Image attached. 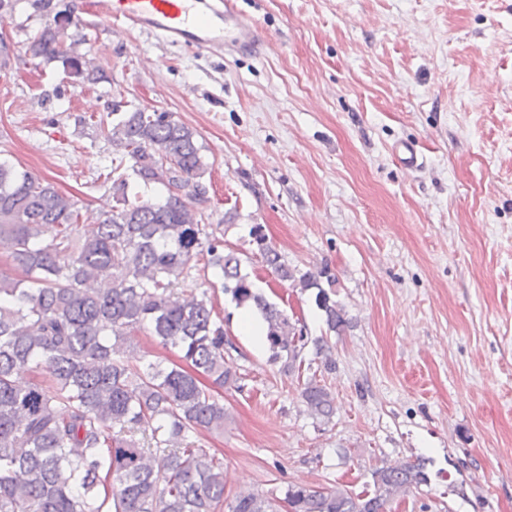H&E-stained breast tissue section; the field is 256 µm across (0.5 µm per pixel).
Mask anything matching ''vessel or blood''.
I'll list each match as a JSON object with an SVG mask.
<instances>
[{
    "label": "vessel or blood",
    "instance_id": "vessel-or-blood-1",
    "mask_svg": "<svg viewBox=\"0 0 512 512\" xmlns=\"http://www.w3.org/2000/svg\"><path fill=\"white\" fill-rule=\"evenodd\" d=\"M83 10L113 26L216 55L253 56L266 44L262 28L237 0H85Z\"/></svg>",
    "mask_w": 512,
    "mask_h": 512
}]
</instances>
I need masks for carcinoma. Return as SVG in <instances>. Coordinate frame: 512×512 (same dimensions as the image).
I'll use <instances>...</instances> for the list:
<instances>
[{
  "mask_svg": "<svg viewBox=\"0 0 512 512\" xmlns=\"http://www.w3.org/2000/svg\"><path fill=\"white\" fill-rule=\"evenodd\" d=\"M72 17L44 22L28 53L89 84L99 70L66 42ZM100 123L105 138L132 164H113L115 205L81 236L85 214L53 183L0 160V251L21 272L0 270V512H389V505L425 481L424 464L372 470V483L346 489L290 485L284 497L256 492L224 503V462L197 444L202 430L224 429V404L214 391L242 390L227 359L224 326L207 295L176 291L191 262L216 269L237 306L266 324L270 359L303 381L304 411L328 423L335 398L316 376L303 377V351L313 343L324 371L336 367L323 339L251 290L241 259L207 234L191 206L204 198L207 165L196 133L165 112L134 109ZM160 184L161 199L130 193L131 183ZM195 187V196L174 188ZM249 244L278 278L307 292L329 331L348 325L332 298L328 266L302 272L281 262L265 227L251 225ZM143 330L177 353L161 368L132 366L121 356L125 336ZM49 374L55 391L15 384L17 371ZM167 452L155 466L149 455Z\"/></svg>",
  "mask_w": 512,
  "mask_h": 512,
  "instance_id": "1",
  "label": "carcinoma"
}]
</instances>
